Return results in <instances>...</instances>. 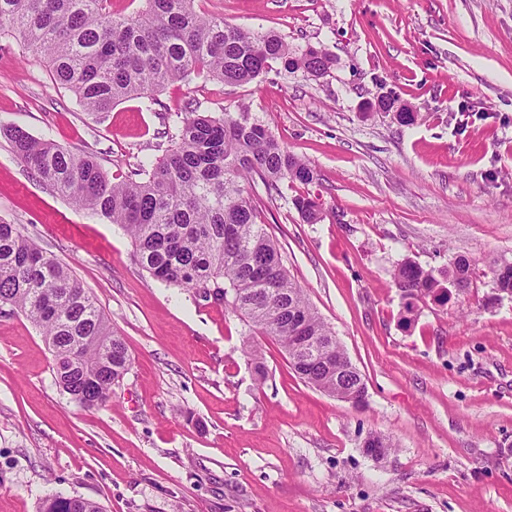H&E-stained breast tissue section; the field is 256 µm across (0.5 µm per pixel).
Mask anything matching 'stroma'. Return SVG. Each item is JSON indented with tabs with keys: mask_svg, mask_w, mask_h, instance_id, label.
I'll use <instances>...</instances> for the list:
<instances>
[{
	"mask_svg": "<svg viewBox=\"0 0 512 512\" xmlns=\"http://www.w3.org/2000/svg\"><path fill=\"white\" fill-rule=\"evenodd\" d=\"M228 24L319 44L320 79L268 72L199 79L85 111L45 62L0 35V122L110 176L171 148L169 114L248 104L316 183H286L260 215L284 266L367 386L356 406L306 384L278 343L239 316L154 282L127 234L39 181L0 133V221L68 264L124 337L132 365L85 408L54 375L40 330L0 309V512L53 494L103 512H512V0H198ZM387 96L410 126L367 106ZM316 200L321 219L293 204ZM471 262L467 294L407 302L398 264L445 279ZM268 375L259 380L254 366ZM389 438L382 460L364 440Z\"/></svg>",
	"mask_w": 512,
	"mask_h": 512,
	"instance_id": "obj_1",
	"label": "stroma"
}]
</instances>
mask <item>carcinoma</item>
I'll return each mask as SVG.
<instances>
[{
    "label": "carcinoma",
    "mask_w": 512,
    "mask_h": 512,
    "mask_svg": "<svg viewBox=\"0 0 512 512\" xmlns=\"http://www.w3.org/2000/svg\"><path fill=\"white\" fill-rule=\"evenodd\" d=\"M131 13L112 0H0V30L8 28L24 49L44 58L54 82L89 112H108L125 99L144 98L195 78L244 85L278 65L320 78L334 64L324 48L289 45L278 34L255 32L195 8L196 0H142ZM377 112H393L410 125L416 112L397 110L382 97ZM174 145L134 176L109 178L95 157L74 153L51 139L3 124L14 154L74 206L119 225L149 276L186 288L203 301L222 303L249 333L270 336L292 370L333 397L357 387L356 376L336 373L346 357L332 329L283 266L277 244L258 222L260 199L245 185L263 184L268 196L285 181L313 183L317 173L282 146L268 125L241 106L215 116L197 109L175 113ZM296 209L309 223L320 219L317 202L299 196ZM471 261L459 257L448 284L464 293ZM497 288L512 293V262L494 261ZM409 298L443 289L429 271L406 262L394 273ZM0 306L38 327L54 356L56 380L83 407L103 405L128 373L124 338L72 271L43 252L20 225L0 222ZM40 512H102L77 496L46 498Z\"/></svg>",
    "instance_id": "1"
}]
</instances>
